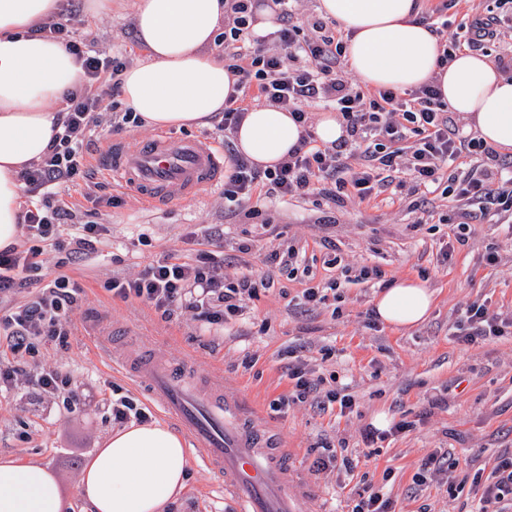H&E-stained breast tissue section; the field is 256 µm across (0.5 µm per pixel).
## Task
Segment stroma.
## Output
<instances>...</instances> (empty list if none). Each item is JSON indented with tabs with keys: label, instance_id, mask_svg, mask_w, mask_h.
<instances>
[{
	"label": "stroma",
	"instance_id": "1",
	"mask_svg": "<svg viewBox=\"0 0 512 512\" xmlns=\"http://www.w3.org/2000/svg\"><path fill=\"white\" fill-rule=\"evenodd\" d=\"M134 0H112V11L81 14L75 37L88 48L141 62L144 51L134 22ZM427 209L408 200L395 203L337 200L320 192L305 197H252L249 204L225 200L223 188L200 199L151 206L131 190L95 175L93 185L74 186L50 198L25 197V204L50 203L69 210L75 224H104L108 235L79 263H69L68 239L44 245L37 276L49 283L66 275L82 292L72 316L68 349L38 344L34 358L61 364L74 382L92 393L117 387L145 400V393L118 367L134 350L121 339L127 331L161 340L160 356L171 363L192 361L205 375L222 372L224 386L249 394L262 422L287 448L285 480L297 471L309 477L306 512H351L360 494L383 489L395 512H475L483 485L500 457L512 452V335L464 345L453 336L460 311L473 301L512 312V229L490 218L459 226L456 198L434 193ZM221 236L208 241L209 233ZM466 246L451 261L442 252L457 235ZM248 252H239L242 242ZM299 249L307 272L289 275L268 255L281 245ZM178 251L183 261L208 252L225 260L227 282L240 274L264 280L245 311L228 319L223 331L200 335L188 314L171 320L139 302L113 299L108 282L140 270L151 260ZM498 263L486 265V254ZM347 265L380 268L383 279L344 282ZM341 280L338 300L303 312V289ZM416 278L435 295L433 308L418 326L396 332L374 315L373 301L385 282ZM301 350L308 378L324 389L352 396L351 409L318 414L306 404L276 412L274 400L293 387L289 351ZM385 427H378V416ZM402 432H394L397 423ZM374 430L365 441V430ZM113 424L103 407L69 410L62 398L44 401L26 390L0 397V456L46 466L59 480L66 512H91L79 485L84 466ZM336 461L314 472L324 449ZM449 456L457 468L422 473L428 455ZM187 487L168 512H235L218 477L197 461L187 463Z\"/></svg>",
	"mask_w": 512,
	"mask_h": 512
}]
</instances>
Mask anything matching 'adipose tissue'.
I'll return each mask as SVG.
<instances>
[{
    "label": "adipose tissue",
    "instance_id": "1",
    "mask_svg": "<svg viewBox=\"0 0 512 512\" xmlns=\"http://www.w3.org/2000/svg\"><path fill=\"white\" fill-rule=\"evenodd\" d=\"M60 0H0V250L15 245L22 212L21 172L46 152L64 93L81 69L59 42L36 35ZM422 0H318V11L348 36L347 56L367 87L402 91L438 81L450 110L480 138L512 153V78L486 55L457 52L439 65L438 39L421 23ZM224 0H136L144 61L122 75L124 104L151 127H205L224 110L235 76L209 54ZM301 129L287 111L251 108L234 133L236 148L260 168L287 156ZM434 294L402 278L379 291L376 317L394 330L428 317ZM184 439L158 422L130 423L91 455L80 492L92 512H162L187 483ZM58 480L46 467L0 458V512H64Z\"/></svg>",
    "mask_w": 512,
    "mask_h": 512
}]
</instances>
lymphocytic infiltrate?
<instances>
[{
  "label": "lymphocytic infiltrate",
  "mask_w": 512,
  "mask_h": 512,
  "mask_svg": "<svg viewBox=\"0 0 512 512\" xmlns=\"http://www.w3.org/2000/svg\"><path fill=\"white\" fill-rule=\"evenodd\" d=\"M459 0H439L422 14L440 40L442 59L463 50H479L512 36V13L472 14L463 25L464 35L449 36L438 17ZM278 6L279 28L270 44H251L248 16L266 4ZM231 21L224 33V57L236 77L235 94L224 107V130L235 131L245 116L246 99L264 102L289 112L302 135L287 158L271 169H259L236 152L228 154L224 197L231 202L251 199L258 187L267 196L306 195L325 185L326 195H350L365 201L385 193L407 190L430 194L444 187L447 194L465 204L460 224H480L494 217L512 223V162L502 159L483 141L471 137L455 112L440 99L436 83L396 92L355 87L342 61L343 38L328 32L322 21H313V33L299 38L293 24L291 0H228ZM73 10H60L41 34L60 41L83 71V82L65 93L67 113L43 157L21 174L28 192L66 188L89 177L88 148L91 138L107 142L101 133L104 100L94 91L105 75H118L122 64L85 49L73 36ZM307 66H297L299 58ZM329 104L341 115L346 138L329 147L319 146L313 134L310 109ZM411 141L410 151L399 144ZM359 165H352L353 157ZM65 210L50 206L22 213L24 244L0 251V331L8 338V357L0 358V394L26 386L43 398L66 391L65 403L81 402L84 392L63 366L28 361L35 342L67 349L72 336L71 314L78 303L79 287L60 275L42 289H34L31 272L42 268L40 243L58 242ZM113 298L151 306L161 318L189 313L202 332L223 326L227 317L242 312L256 296L258 284L244 276L236 285L224 282L217 266L190 264L169 253L130 276L109 281ZM512 335V312L491 309L487 302L468 304L454 325L457 341L473 345L492 337ZM293 382V402L309 404L325 412L333 405L348 409L349 395L321 390L308 378L302 363L288 367ZM478 512H512V456L500 460L494 479L483 489Z\"/></svg>",
  "instance_id": "f902f5d3"
}]
</instances>
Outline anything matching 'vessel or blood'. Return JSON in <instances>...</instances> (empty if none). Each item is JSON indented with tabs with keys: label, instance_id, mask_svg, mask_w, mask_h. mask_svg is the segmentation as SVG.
<instances>
[{
	"label": "vessel or blood",
	"instance_id": "obj_1",
	"mask_svg": "<svg viewBox=\"0 0 512 512\" xmlns=\"http://www.w3.org/2000/svg\"><path fill=\"white\" fill-rule=\"evenodd\" d=\"M94 163L113 183L152 203L190 201L224 180V151L207 139L160 134L134 148L112 144ZM123 367L186 434L237 512H298L300 486L282 478L288 453L258 429L243 396L226 397L219 383H204L197 373L159 360L127 361Z\"/></svg>",
	"mask_w": 512,
	"mask_h": 512
}]
</instances>
